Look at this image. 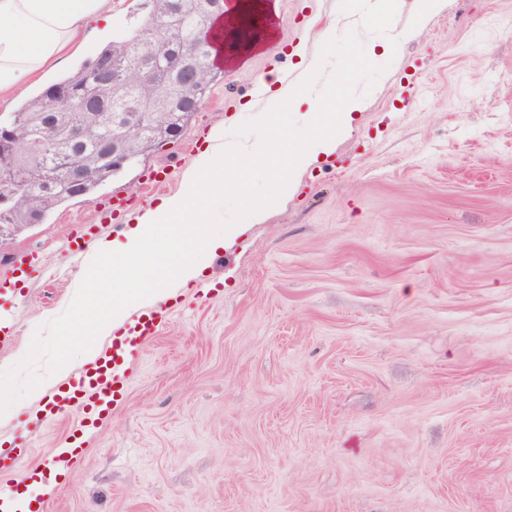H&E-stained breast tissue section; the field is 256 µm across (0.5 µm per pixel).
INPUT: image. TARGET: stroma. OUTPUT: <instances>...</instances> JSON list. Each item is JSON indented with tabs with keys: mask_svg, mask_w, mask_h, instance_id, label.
Masks as SVG:
<instances>
[{
	"mask_svg": "<svg viewBox=\"0 0 512 512\" xmlns=\"http://www.w3.org/2000/svg\"><path fill=\"white\" fill-rule=\"evenodd\" d=\"M144 2L122 0L67 69ZM273 2L275 39L224 65L179 138L0 254V365L16 372L0 450H28L0 478L21 491L51 466L76 419L38 423L28 389L84 369L74 333L140 287L87 254L175 192L210 131L249 143L273 70L322 111L362 109L303 174L273 161L296 192L223 251L195 247V287L164 270L147 306L163 323L45 512H512V0ZM249 166L224 172L225 216L265 204ZM79 291L98 308L77 315Z\"/></svg>",
	"mask_w": 512,
	"mask_h": 512,
	"instance_id": "stroma-1",
	"label": "stroma"
}]
</instances>
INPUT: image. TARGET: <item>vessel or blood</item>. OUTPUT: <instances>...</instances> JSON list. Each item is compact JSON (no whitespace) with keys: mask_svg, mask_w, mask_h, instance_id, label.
I'll return each instance as SVG.
<instances>
[{"mask_svg":"<svg viewBox=\"0 0 512 512\" xmlns=\"http://www.w3.org/2000/svg\"><path fill=\"white\" fill-rule=\"evenodd\" d=\"M161 323V316L153 313L132 320L83 373L46 400L42 409L44 421L51 422L69 413L79 417L76 433L69 435L53 459L56 468L66 470L76 464L81 434L94 428L104 413L111 411L130 360L145 340L158 333Z\"/></svg>","mask_w":512,"mask_h":512,"instance_id":"1","label":"vessel or blood"}]
</instances>
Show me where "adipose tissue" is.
<instances>
[{
	"mask_svg": "<svg viewBox=\"0 0 512 512\" xmlns=\"http://www.w3.org/2000/svg\"><path fill=\"white\" fill-rule=\"evenodd\" d=\"M118 6L119 0H0V101L21 94L31 76L63 63L68 48L77 43L90 24L109 27ZM250 10L259 13L261 22L244 37L233 26L232 19ZM229 14L230 22L209 34L216 56L223 64L260 49L271 34L268 0H234ZM259 82L270 96L265 110L255 115L256 135L248 147L252 161L248 173L255 178L266 177L270 171L273 148L270 125L281 102H289L295 111L303 112L307 121L314 122L322 117L318 103L305 95L302 86H284L274 72L261 75ZM335 141L336 130L330 124L316 136L289 142L283 158L294 171L301 172L330 155ZM231 159V154L225 151L201 152L184 174L176 193L163 197L135 217L125 242L100 243L97 251L88 255L87 263L91 266L108 259L132 263L143 283L134 300L113 302L111 311L95 322L97 335H110L113 327L124 322L134 304L153 298L158 280L152 256L169 255L180 284L200 277L202 269L190 257L191 225L220 223V233L207 239L208 247L216 251L239 237L245 225L264 221V208L249 209L225 221L209 207L208 197L224 193L223 172L231 167ZM160 224L172 225L173 233L158 242L153 238V231Z\"/></svg>",
	"mask_w": 512,
	"mask_h": 512,
	"instance_id": "obj_1",
	"label": "adipose tissue"
}]
</instances>
